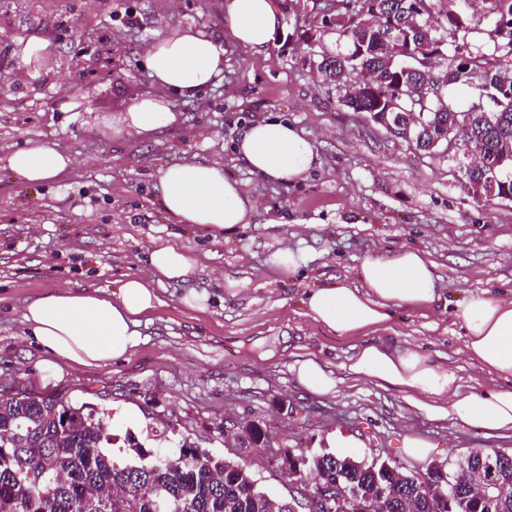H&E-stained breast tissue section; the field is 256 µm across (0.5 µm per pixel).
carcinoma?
<instances>
[{
	"mask_svg": "<svg viewBox=\"0 0 512 512\" xmlns=\"http://www.w3.org/2000/svg\"><path fill=\"white\" fill-rule=\"evenodd\" d=\"M319 0H296L308 21L305 42L322 81L343 92L344 104L369 116L392 109L403 114L409 139L431 153L448 137L468 142L458 169L473 189L495 182L496 199L512 200V0H495L484 30L473 24L478 0H334L328 21ZM445 26L431 25L433 15ZM335 31L336 45L317 43L314 32ZM487 41L468 48L467 36ZM453 88L487 96L492 111L462 110ZM111 410L71 403L63 395L25 389L0 395V512H290L288 501L264 490L238 461L193 448L176 456L155 455L139 443L136 459L114 461ZM243 451L269 443L268 434L243 429ZM497 451L470 452L452 471L442 464L406 472L392 454L370 462L325 448L295 450V478L312 476L326 488L357 501H379L384 512H512V460L498 468L500 488L486 496L457 484L479 485Z\"/></svg>",
	"mask_w": 512,
	"mask_h": 512,
	"instance_id": "carcinoma-1",
	"label": "carcinoma"
}]
</instances>
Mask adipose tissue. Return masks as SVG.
<instances>
[{
    "label": "adipose tissue",
    "mask_w": 512,
    "mask_h": 512,
    "mask_svg": "<svg viewBox=\"0 0 512 512\" xmlns=\"http://www.w3.org/2000/svg\"><path fill=\"white\" fill-rule=\"evenodd\" d=\"M281 18L272 0H224V28L252 55L265 54ZM142 63L155 87L136 97L114 128L118 135L141 136L172 125L173 96L193 99L224 76V48L191 27L156 36ZM234 149L250 172L291 183L311 171L318 159L313 142L288 121L268 117L249 124ZM9 169L30 185L68 172L73 158L58 144L34 141L15 150ZM164 210L181 224H204L223 234L249 224L250 193L229 177L219 162L188 161L158 171L154 186ZM196 268L184 249L163 244L152 249L145 272L115 280L107 292L59 288L26 301L27 334L46 353L78 365H108L141 342L143 319L161 306L157 284L187 281ZM444 290L435 264L419 249L394 257L366 258L358 283L338 282L309 289L302 300L306 316L330 335L355 339L344 369L353 380L397 387L414 413L488 434L512 435V294L468 291L449 310L464 329L462 353L501 386L475 390L454 369L436 366L417 349L373 341L388 330L396 309L433 308ZM296 381L316 394H329L339 379L316 355L298 358Z\"/></svg>",
    "instance_id": "adipose-tissue-1"
}]
</instances>
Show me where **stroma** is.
Segmentation results:
<instances>
[{
  "label": "stroma",
  "instance_id": "35a3bbf8",
  "mask_svg": "<svg viewBox=\"0 0 512 512\" xmlns=\"http://www.w3.org/2000/svg\"><path fill=\"white\" fill-rule=\"evenodd\" d=\"M188 26L223 40L224 0H0V391L65 394L111 409L119 463L145 417L163 420L165 440L145 449L175 454L185 444L242 457L279 498L291 487L277 450L315 448L325 437L340 439L341 455L382 448L410 470L475 449L511 452V435L424 419L397 388L346 378L353 339L328 336L301 300L314 287L356 282L368 256L404 248L429 254L448 295L511 291L512 200H476L453 152L419 151L344 106L309 65L300 40L307 21L289 10L267 56L225 42L223 79L176 101V123L149 137L113 135V120L152 88L141 66L147 44ZM32 36L54 47L34 74L14 58ZM266 117L287 119L311 139L320 167L287 185L242 168L233 142ZM37 140L58 143L77 167L25 184L6 159ZM191 160L220 162L247 183L252 220L232 238L176 223L153 194L160 166ZM283 214L288 224H279ZM284 239L307 258L292 277L265 264ZM166 243L188 250L198 267L186 282L160 286L162 304L140 328L143 344L106 366L45 371L46 353L24 336L26 300L63 285L109 288L144 272L149 251ZM228 277L245 280V292L225 295ZM191 289L208 294L205 310L183 304ZM381 338L460 368L475 387L490 382L461 354L463 330L448 313L399 309ZM310 352L340 377L336 392L317 395L295 382L291 368ZM251 422L274 439L242 455L237 437ZM410 438L426 442L422 454L406 448Z\"/></svg>",
  "mask_w": 512,
  "mask_h": 512
}]
</instances>
